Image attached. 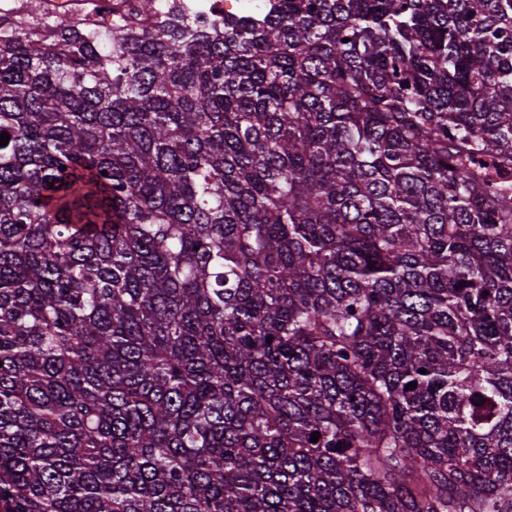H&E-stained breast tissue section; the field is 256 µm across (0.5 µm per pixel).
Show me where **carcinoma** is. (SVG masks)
Listing matches in <instances>:
<instances>
[{
  "label": "carcinoma",
  "mask_w": 512,
  "mask_h": 512,
  "mask_svg": "<svg viewBox=\"0 0 512 512\" xmlns=\"http://www.w3.org/2000/svg\"><path fill=\"white\" fill-rule=\"evenodd\" d=\"M2 132L0 512H512V0L1 19Z\"/></svg>",
  "instance_id": "carcinoma-1"
}]
</instances>
